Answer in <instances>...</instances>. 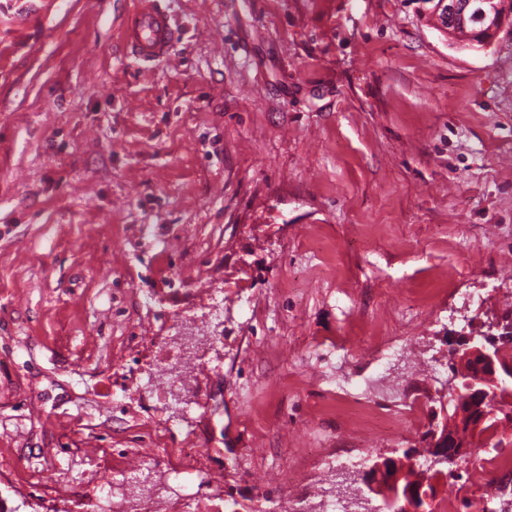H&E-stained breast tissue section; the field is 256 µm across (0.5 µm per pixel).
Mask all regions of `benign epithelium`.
<instances>
[{
	"label": "benign epithelium",
	"instance_id": "1",
	"mask_svg": "<svg viewBox=\"0 0 512 512\" xmlns=\"http://www.w3.org/2000/svg\"><path fill=\"white\" fill-rule=\"evenodd\" d=\"M433 12L438 15L448 42L456 44L452 28L472 26V21L480 20L487 26V32L495 34L502 25L505 4L512 0H431ZM455 356L458 372L448 381V399L440 400L442 422L428 425L431 447L440 450L438 455H426V469L433 475L432 486H437L438 465L448 462L453 471L465 469L470 457L465 451L450 452L443 456L441 451L448 447V404L460 391V386L473 387L484 385L487 393L485 402L497 408L507 410L512 407V393H501L500 377L512 368L501 364L494 349L486 342L484 334H469L458 337ZM397 459L383 453L370 455L360 470H343L341 476L346 487L339 490V495L346 501L345 509L354 512H428L435 502L431 491L424 486H410L399 489L395 465Z\"/></svg>",
	"mask_w": 512,
	"mask_h": 512
}]
</instances>
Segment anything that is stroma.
I'll return each mask as SVG.
<instances>
[{"label":"stroma","mask_w":512,"mask_h":512,"mask_svg":"<svg viewBox=\"0 0 512 512\" xmlns=\"http://www.w3.org/2000/svg\"><path fill=\"white\" fill-rule=\"evenodd\" d=\"M165 4L172 57L143 68L130 0H0L8 512H194L208 475L311 512L435 407L395 435L330 375L400 336L420 379L512 316V19L474 48L427 0ZM184 329L177 394L149 375Z\"/></svg>","instance_id":"35a3bbf8"}]
</instances>
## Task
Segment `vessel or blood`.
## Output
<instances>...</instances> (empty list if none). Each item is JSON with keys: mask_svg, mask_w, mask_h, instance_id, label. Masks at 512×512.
<instances>
[{"mask_svg": "<svg viewBox=\"0 0 512 512\" xmlns=\"http://www.w3.org/2000/svg\"><path fill=\"white\" fill-rule=\"evenodd\" d=\"M133 3L134 8L121 28L128 56L140 63L170 57L174 30L163 0H133Z\"/></svg>", "mask_w": 512, "mask_h": 512, "instance_id": "vessel-or-blood-1", "label": "vessel or blood"}]
</instances>
